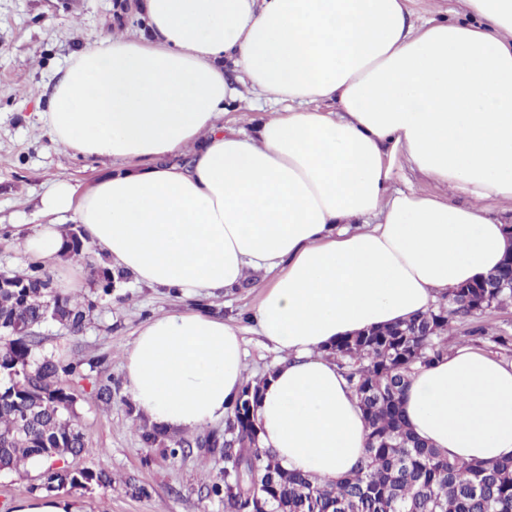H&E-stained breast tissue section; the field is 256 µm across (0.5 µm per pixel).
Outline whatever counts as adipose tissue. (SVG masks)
Masks as SVG:
<instances>
[{
    "mask_svg": "<svg viewBox=\"0 0 512 512\" xmlns=\"http://www.w3.org/2000/svg\"><path fill=\"white\" fill-rule=\"evenodd\" d=\"M463 3L467 21L417 26L407 0H136L140 36H99L57 72L38 122L112 167L84 190L59 180L40 200L49 223L5 239L52 268L78 224L102 266L189 302L125 355L151 423L227 414L243 339L199 303L261 271L251 320L282 357L260 445L327 482L353 470L365 425L326 347L427 311L512 253V226L486 208L512 203V0ZM245 89L273 116L225 126ZM402 161L445 195L392 188ZM402 406L449 457L512 458V360L455 347Z\"/></svg>",
    "mask_w": 512,
    "mask_h": 512,
    "instance_id": "ef3b65f1",
    "label": "adipose tissue"
}]
</instances>
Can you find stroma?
I'll return each mask as SVG.
<instances>
[{
    "label": "stroma",
    "instance_id": "obj_1",
    "mask_svg": "<svg viewBox=\"0 0 512 512\" xmlns=\"http://www.w3.org/2000/svg\"><path fill=\"white\" fill-rule=\"evenodd\" d=\"M133 0H0V225L43 224L37 203L59 179L91 185L106 163L82 158L54 143L36 124L45 110L49 87L72 52L106 33L138 36L142 22ZM255 282L261 274H253ZM253 286L231 288L206 299L222 318L243 328L248 377H261L281 358L279 351L253 332L248 317L256 302ZM108 308L94 311L83 330L42 328L46 351L62 357L93 359L95 375L111 377L112 402L104 404L76 385V411L87 436L80 455L69 458L74 469H104L112 485L63 489L79 512H224L211 486L218 471L200 444L224 421L193 430H175L184 452L170 454L143 447L135 428L137 407L126 387L123 356L150 317L183 309L178 297L127 282L113 289ZM42 470L30 466L0 475V512L17 502L46 494Z\"/></svg>",
    "mask_w": 512,
    "mask_h": 512
}]
</instances>
